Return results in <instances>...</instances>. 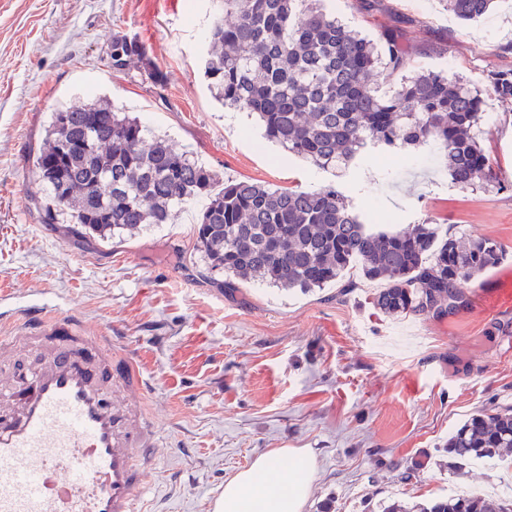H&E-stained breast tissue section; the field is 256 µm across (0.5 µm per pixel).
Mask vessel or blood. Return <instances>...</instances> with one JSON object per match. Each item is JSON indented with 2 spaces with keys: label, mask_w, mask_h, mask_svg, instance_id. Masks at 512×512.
Listing matches in <instances>:
<instances>
[{
  "label": "vessel or blood",
  "mask_w": 512,
  "mask_h": 512,
  "mask_svg": "<svg viewBox=\"0 0 512 512\" xmlns=\"http://www.w3.org/2000/svg\"><path fill=\"white\" fill-rule=\"evenodd\" d=\"M512 311V289L480 292ZM34 361H26V354ZM0 512H142L159 431L149 383L110 328L78 313L0 309Z\"/></svg>",
  "instance_id": "vessel-or-blood-1"
}]
</instances>
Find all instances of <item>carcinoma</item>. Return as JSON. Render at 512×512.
<instances>
[{
  "label": "carcinoma",
  "mask_w": 512,
  "mask_h": 512,
  "mask_svg": "<svg viewBox=\"0 0 512 512\" xmlns=\"http://www.w3.org/2000/svg\"><path fill=\"white\" fill-rule=\"evenodd\" d=\"M493 0H445L461 21H477ZM205 77L227 109L258 116L267 140L320 170L347 166L375 153L435 146L445 153L450 182L484 189L496 182L474 129L485 117L481 92L445 70L407 76L411 57L390 28L385 48L348 29L322 0H224L209 32ZM112 71L138 69L156 86L167 75L136 38L112 37ZM403 74L380 92L378 81ZM500 102H512V70L489 75ZM77 140L89 145L57 152L62 114ZM46 190L41 221L66 215L77 230L107 240L135 235L146 224H167L172 207L205 196L196 230L206 269L224 287L260 280L304 293L342 281L352 270L384 281L373 306L391 317L442 315L464 284L497 266L500 244L487 237L458 239L440 224L407 231L372 227L334 183L275 189L251 180L218 187L216 175L167 139L147 138L142 123L97 99L52 113L44 147L34 161ZM461 461L492 458L512 448V407L478 410L448 438ZM382 512H512V501L450 494L411 506L401 500Z\"/></svg>",
  "instance_id": "cac0c4a2"
}]
</instances>
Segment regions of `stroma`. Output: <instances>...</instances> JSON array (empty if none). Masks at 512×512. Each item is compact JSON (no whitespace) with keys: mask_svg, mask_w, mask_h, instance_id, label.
<instances>
[{"mask_svg":"<svg viewBox=\"0 0 512 512\" xmlns=\"http://www.w3.org/2000/svg\"><path fill=\"white\" fill-rule=\"evenodd\" d=\"M386 12L336 0V13L379 42L401 28L418 68L485 88L512 69V0L475 23L441 0H385ZM221 0H0V306L74 308L110 324L150 381V415L162 429L150 512H210L224 481L276 448L317 463L304 512H377L383 502L450 493L512 499V466L453 470L443 445L476 410L512 406V314L481 311L473 286L460 307L405 319L373 308V285L314 293L263 283L227 289L196 250L206 207H176L169 224L100 241L41 223L43 192L30 162L51 112L105 97L227 181L317 188L333 182L361 213L379 206L396 230L441 224L459 238L488 236L504 258L486 272L512 286V107L488 97L476 137L498 185L449 181L439 151L373 154L342 171L316 169L263 142L254 114L243 131L204 76L206 36ZM146 45L168 77L113 73L112 38ZM500 472L489 484L490 472Z\"/></svg>","mask_w":512,"mask_h":512,"instance_id":"obj_1","label":"stroma"}]
</instances>
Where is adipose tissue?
Instances as JSON below:
<instances>
[{
  "instance_id": "adipose-tissue-1",
  "label": "adipose tissue",
  "mask_w": 512,
  "mask_h": 512,
  "mask_svg": "<svg viewBox=\"0 0 512 512\" xmlns=\"http://www.w3.org/2000/svg\"><path fill=\"white\" fill-rule=\"evenodd\" d=\"M289 468H282V459ZM315 461L296 448H280L256 458L224 483L217 512H303Z\"/></svg>"
}]
</instances>
